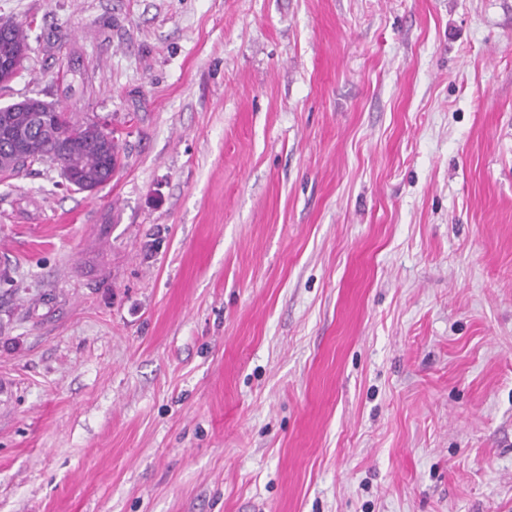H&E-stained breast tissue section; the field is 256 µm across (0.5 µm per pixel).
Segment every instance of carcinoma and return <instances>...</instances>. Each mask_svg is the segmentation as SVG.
Instances as JSON below:
<instances>
[{
  "mask_svg": "<svg viewBox=\"0 0 512 512\" xmlns=\"http://www.w3.org/2000/svg\"><path fill=\"white\" fill-rule=\"evenodd\" d=\"M29 49L28 36L18 24L0 37V86H7ZM56 164L75 190L93 192L106 183L108 169L119 165V147L112 133L94 122L74 120L55 103L38 98L30 105L0 107V173L16 175L38 161Z\"/></svg>",
  "mask_w": 512,
  "mask_h": 512,
  "instance_id": "1",
  "label": "carcinoma"
}]
</instances>
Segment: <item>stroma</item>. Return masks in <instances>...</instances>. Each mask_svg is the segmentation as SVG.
<instances>
[{
	"label": "stroma",
	"instance_id": "1",
	"mask_svg": "<svg viewBox=\"0 0 512 512\" xmlns=\"http://www.w3.org/2000/svg\"><path fill=\"white\" fill-rule=\"evenodd\" d=\"M0 512H512V0H0ZM2 25L8 27V33L5 39L0 37V58L4 57L3 68L0 65V86L6 87L20 69L26 58L29 45L26 31L23 33L20 25ZM0 107V173L16 175L31 164L49 160L61 177L76 191L94 192L107 183L108 168L115 173L119 165V147L111 132L94 122L74 120L55 103L38 98ZM38 109V112H32ZM49 116L51 131L43 129L35 116ZM68 144L65 151L62 143Z\"/></svg>",
	"mask_w": 512,
	"mask_h": 512
}]
</instances>
